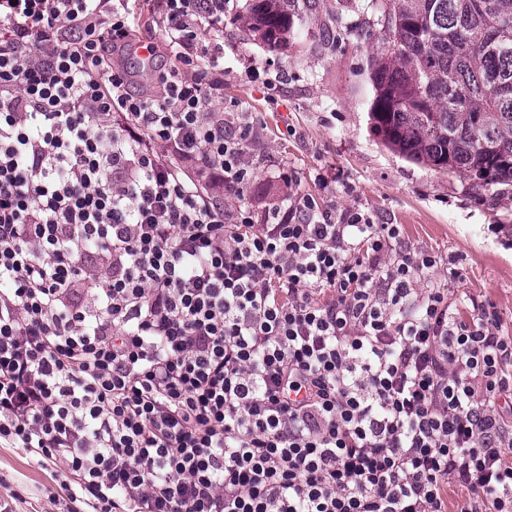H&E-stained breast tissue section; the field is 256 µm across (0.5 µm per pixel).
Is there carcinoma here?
<instances>
[{"instance_id": "obj_1", "label": "carcinoma", "mask_w": 512, "mask_h": 512, "mask_svg": "<svg viewBox=\"0 0 512 512\" xmlns=\"http://www.w3.org/2000/svg\"><path fill=\"white\" fill-rule=\"evenodd\" d=\"M286 0H260L249 29L270 47L298 36ZM387 50L369 59V119L408 160L512 186V0H376Z\"/></svg>"}]
</instances>
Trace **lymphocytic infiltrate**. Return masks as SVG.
I'll list each match as a JSON object with an SVG mask.
<instances>
[{"instance_id": "obj_1", "label": "lymphocytic infiltrate", "mask_w": 512, "mask_h": 512, "mask_svg": "<svg viewBox=\"0 0 512 512\" xmlns=\"http://www.w3.org/2000/svg\"><path fill=\"white\" fill-rule=\"evenodd\" d=\"M226 2L165 0L136 92L128 0H0V447L62 465L57 512H512L495 304L399 225L219 203Z\"/></svg>"}]
</instances>
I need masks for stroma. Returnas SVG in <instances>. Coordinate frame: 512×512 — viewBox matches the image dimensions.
<instances>
[{"label": "stroma", "mask_w": 512, "mask_h": 512, "mask_svg": "<svg viewBox=\"0 0 512 512\" xmlns=\"http://www.w3.org/2000/svg\"><path fill=\"white\" fill-rule=\"evenodd\" d=\"M255 0H230L224 12V121L248 117L253 137L243 146L253 178L224 207L258 215L298 193L337 210L356 208L379 224L399 225L413 248L439 256L432 278L461 316L492 301L499 332L512 336V187L473 188L458 176L413 163L384 147L370 130L368 58L376 42L357 39L362 11L337 12L323 0L306 15L288 47L270 49L248 30ZM163 0H134L140 36L155 45L157 66L172 57L162 35ZM276 92H269V85ZM291 170L295 183L280 174ZM461 269V277L450 268ZM53 463L37 464L0 447V500L12 512H47L60 493Z\"/></svg>", "instance_id": "1"}]
</instances>
